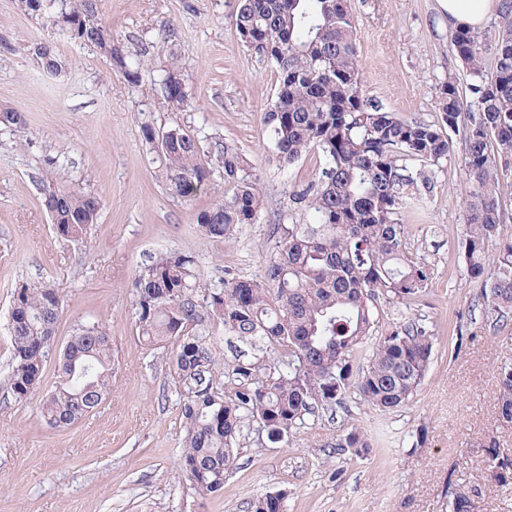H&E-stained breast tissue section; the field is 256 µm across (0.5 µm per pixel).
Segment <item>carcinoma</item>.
Wrapping results in <instances>:
<instances>
[{"mask_svg": "<svg viewBox=\"0 0 512 512\" xmlns=\"http://www.w3.org/2000/svg\"><path fill=\"white\" fill-rule=\"evenodd\" d=\"M99 0H17L19 11L65 15L71 38L96 48L128 83L139 85L137 55L113 44L99 18ZM503 24L494 47L491 76L484 74L479 32H453L456 57L469 70L471 100L454 78L442 86L438 111L450 130H463L469 190L460 247L479 288L482 329L491 335L512 327V240L498 238L496 185L512 167V0H502ZM235 27L248 50L270 61L278 74L275 101L264 113L274 155L289 166L311 150L323 157L321 177L296 193L307 203L309 224H279V241L263 278L224 281L208 288L192 272L188 256H160L135 279L139 332L149 345L175 341L172 367L186 388L185 451L181 472L200 496L220 491L244 414L265 419L273 439L289 434L304 416L335 411L354 391L367 406L394 411L406 405L425 378L434 336L410 318L372 341L373 300L383 293L406 306L425 295L427 265L406 253V228L398 222L405 191L418 185L408 166L437 162L451 141L425 123L410 122L369 102L362 93L351 0H239ZM165 103L188 98L175 71L162 80ZM163 151L168 189L188 198L210 170L199 161L200 141L178 127ZM224 172V197L199 211L201 235L224 240L260 209L250 162L224 142L216 146ZM54 233L81 240L96 223L100 199L92 193L41 188ZM63 308L49 283L15 291L10 320L13 395L28 398L42 378ZM218 320L240 342H265L283 351L271 361L237 364L246 381L226 398L209 377L214 356L206 326ZM58 382L42 399L40 416L66 428L97 409L112 386V343L100 325L80 328L59 351ZM498 420L512 426V363L496 384ZM336 447L355 457L372 442L356 426L336 437ZM488 466L503 478L512 458L487 449ZM285 494L269 493L253 512H283Z\"/></svg>", "mask_w": 512, "mask_h": 512, "instance_id": "carcinoma-1", "label": "carcinoma"}]
</instances>
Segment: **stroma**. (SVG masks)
<instances>
[{
    "instance_id": "35a3bbf8",
    "label": "stroma",
    "mask_w": 512,
    "mask_h": 512,
    "mask_svg": "<svg viewBox=\"0 0 512 512\" xmlns=\"http://www.w3.org/2000/svg\"><path fill=\"white\" fill-rule=\"evenodd\" d=\"M237 0H100L114 40L140 53L142 82L131 86L93 47L70 39L49 19L0 0V108H15L24 132L0 128V512H252L267 493L285 492L284 512H450L456 493L474 512H512V476L496 477L489 441L512 457V427L495 402L501 364L512 363V331L482 332L479 290L458 250L467 176L464 144L435 163L416 161L430 190L410 193L398 214L407 252L428 265L430 285L414 306L381 294L375 336L408 318L434 336L431 363L406 406L381 412L349 394L345 409L306 417L271 442L245 416L234 460L219 492L199 496L180 471L185 391L170 351L153 349L138 329L134 281L160 255L190 256L202 283L258 279L276 251L280 224H306L295 194L317 179L323 158L310 151L294 166L271 157L263 116L275 99L277 72L247 50L235 29ZM366 98L407 121L441 127L437 102L448 79L470 78L456 58L436 0H352ZM49 42L65 63L44 71L30 53ZM176 69L188 98L171 107L159 80ZM192 131L209 162L215 142L239 147L252 164L261 208L232 238L208 239L196 215L224 192L216 171L187 199L170 193L163 166L141 135L143 125ZM99 197L96 224L79 242L57 237L41 187ZM52 284L64 298L54 337L63 348L74 330L97 323L112 339V387L97 410L60 429L47 427L39 404L58 380L48 361L33 394L16 399L10 305L21 285ZM211 375L225 395L239 388L238 362L265 355L208 327ZM358 426L374 441L364 458L337 454V434Z\"/></svg>"
}]
</instances>
